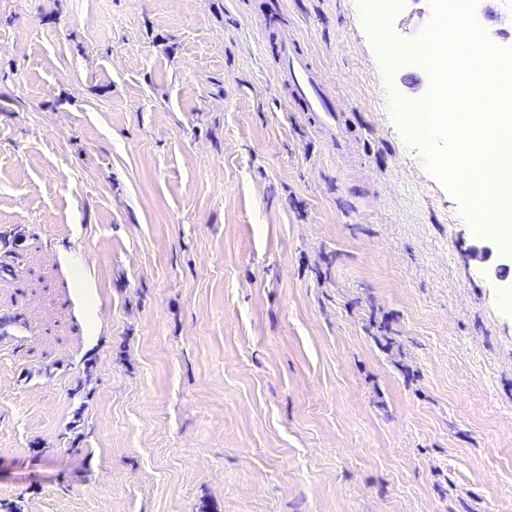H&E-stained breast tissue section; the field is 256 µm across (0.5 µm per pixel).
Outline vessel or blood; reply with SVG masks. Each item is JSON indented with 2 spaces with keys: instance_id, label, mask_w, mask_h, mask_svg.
<instances>
[{
  "instance_id": "b4317fda",
  "label": "vessel or blood",
  "mask_w": 512,
  "mask_h": 512,
  "mask_svg": "<svg viewBox=\"0 0 512 512\" xmlns=\"http://www.w3.org/2000/svg\"><path fill=\"white\" fill-rule=\"evenodd\" d=\"M279 71L285 76L291 100L301 103L308 122L324 136L343 141L348 126L335 96L322 81L293 34L282 35L277 50Z\"/></svg>"
}]
</instances>
